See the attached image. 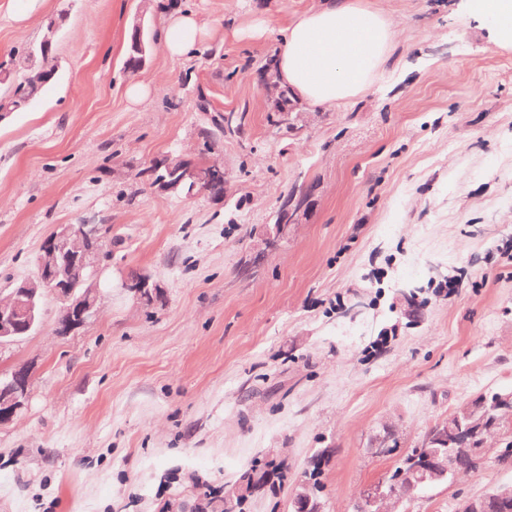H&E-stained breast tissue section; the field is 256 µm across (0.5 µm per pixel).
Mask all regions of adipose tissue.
<instances>
[{
  "label": "adipose tissue",
  "mask_w": 512,
  "mask_h": 512,
  "mask_svg": "<svg viewBox=\"0 0 512 512\" xmlns=\"http://www.w3.org/2000/svg\"><path fill=\"white\" fill-rule=\"evenodd\" d=\"M163 48L168 55L193 52L203 25L192 11L166 7ZM393 21L360 0H323L294 16L276 54L282 85L314 108H333L370 88L390 58Z\"/></svg>",
  "instance_id": "1"
}]
</instances>
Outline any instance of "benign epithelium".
<instances>
[{
    "label": "benign epithelium",
    "instance_id": "7a95c632",
    "mask_svg": "<svg viewBox=\"0 0 512 512\" xmlns=\"http://www.w3.org/2000/svg\"><path fill=\"white\" fill-rule=\"evenodd\" d=\"M183 180L205 183L212 189L214 198L227 193V177L222 165L200 167L188 164L183 167ZM301 200L294 209L279 215L275 225L274 243L288 234L297 213L304 207ZM104 228L101 224L83 221L79 224H59L44 241L38 255V274L0 297V347L31 334L37 325L36 305L42 291H51L61 303L57 332L66 335L85 326L96 315L100 303V289L94 277L95 269L103 258ZM79 267L88 272L81 291L71 287V273ZM136 296L145 303L154 301L159 293L155 285L141 279L131 286ZM31 370L19 367L0 378V425L7 424L22 411L28 400ZM493 417L485 412V400L475 401L462 408V416L438 428L428 442L438 450L413 459L412 471L417 482L436 485L450 482L460 471V458L482 448L489 449L488 435L493 431ZM362 501L371 512H398L403 498L384 484L371 485L363 491ZM458 512H512V484L495 486L483 494L463 501Z\"/></svg>",
    "mask_w": 512,
    "mask_h": 512
}]
</instances>
